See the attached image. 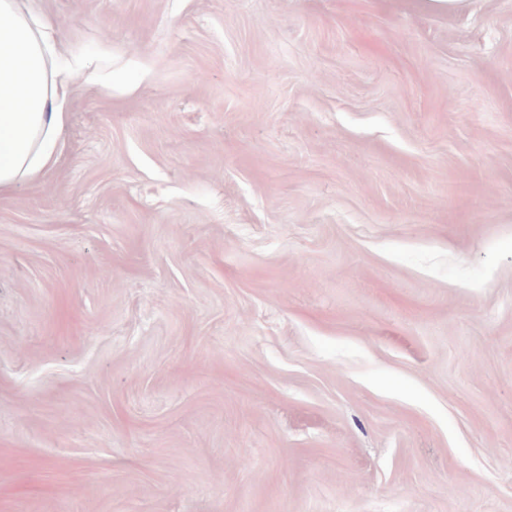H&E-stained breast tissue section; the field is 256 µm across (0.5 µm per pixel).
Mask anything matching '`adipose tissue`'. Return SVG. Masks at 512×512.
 I'll list each match as a JSON object with an SVG mask.
<instances>
[{
	"mask_svg": "<svg viewBox=\"0 0 512 512\" xmlns=\"http://www.w3.org/2000/svg\"><path fill=\"white\" fill-rule=\"evenodd\" d=\"M49 21L0 0V193L56 163L67 78L54 66Z\"/></svg>",
	"mask_w": 512,
	"mask_h": 512,
	"instance_id": "adipose-tissue-1",
	"label": "adipose tissue"
}]
</instances>
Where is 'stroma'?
<instances>
[{
  "mask_svg": "<svg viewBox=\"0 0 512 512\" xmlns=\"http://www.w3.org/2000/svg\"><path fill=\"white\" fill-rule=\"evenodd\" d=\"M30 6L0 512H512V0ZM18 1L0 0V193L55 165L67 119L52 25Z\"/></svg>",
  "mask_w": 512,
  "mask_h": 512,
  "instance_id": "obj_1",
  "label": "stroma"
}]
</instances>
